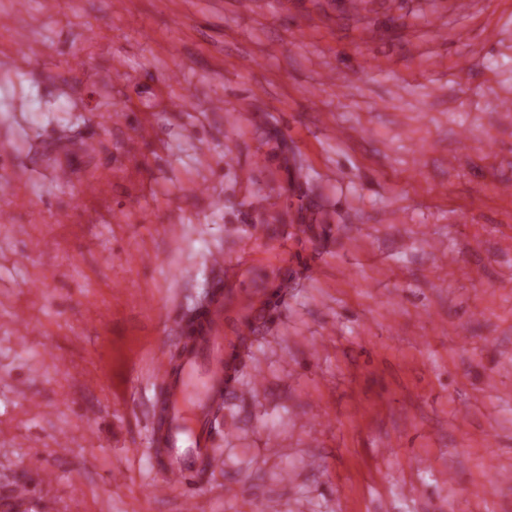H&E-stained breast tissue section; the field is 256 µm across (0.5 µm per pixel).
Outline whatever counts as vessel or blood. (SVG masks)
<instances>
[{
	"mask_svg": "<svg viewBox=\"0 0 512 512\" xmlns=\"http://www.w3.org/2000/svg\"><path fill=\"white\" fill-rule=\"evenodd\" d=\"M213 267L223 271L227 290L204 316L202 328L182 348L179 370L159 361L155 378L166 388V415L159 443V465L166 489H188L195 473L212 459L208 415L212 404H223L227 380L224 373V308L237 297L242 278L239 264L214 254Z\"/></svg>",
	"mask_w": 512,
	"mask_h": 512,
	"instance_id": "vessel-or-blood-1",
	"label": "vessel or blood"
}]
</instances>
